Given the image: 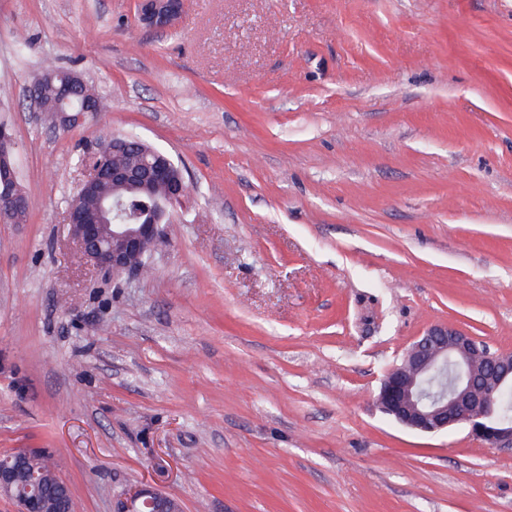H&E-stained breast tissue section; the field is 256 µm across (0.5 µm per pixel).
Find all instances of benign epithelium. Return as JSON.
I'll return each instance as SVG.
<instances>
[{"instance_id":"7a95c632","label":"benign epithelium","mask_w":512,"mask_h":512,"mask_svg":"<svg viewBox=\"0 0 512 512\" xmlns=\"http://www.w3.org/2000/svg\"><path fill=\"white\" fill-rule=\"evenodd\" d=\"M185 0H140L139 18L148 27L168 29L181 16ZM53 76H39L29 87V98L38 109H44L43 86L52 85L55 98L62 103L59 112H97L100 102L87 91L81 75L70 72L58 84ZM79 100L75 109L72 100ZM14 142L0 132V220L14 223L28 205L23 191L14 184L12 149ZM137 149L146 160L137 166H119L112 159ZM114 184L133 185L145 194L157 186L167 189L164 203L148 206L136 216L128 215L126 202L112 198L108 190ZM83 194L92 196L95 209L83 210L74 201L67 211L69 242L82 260L104 268L114 276H136L143 271L140 264L145 252L154 248L161 237L160 226L180 207L187 190L180 169L168 155L135 137L114 136L91 156L81 183ZM454 364L457 377L448 389L432 395L427 387L434 377ZM512 385V355L494 353L466 332L448 325L427 330L406 350L400 363L386 373L381 382L376 404L381 411L403 426L421 433H436L454 425H469L471 434L488 448L512 447V422L499 419L497 395ZM41 454L36 448L12 452L0 462V500L16 506V512H50L46 486L59 491L57 508L73 503L67 483L59 480L53 465L42 474L40 489L23 492L21 480L29 474L31 460ZM115 512H182L175 498L151 486L140 485L121 499Z\"/></svg>"}]
</instances>
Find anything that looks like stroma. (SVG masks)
Instances as JSON below:
<instances>
[{"label": "stroma", "instance_id": "obj_1", "mask_svg": "<svg viewBox=\"0 0 512 512\" xmlns=\"http://www.w3.org/2000/svg\"><path fill=\"white\" fill-rule=\"evenodd\" d=\"M137 4L0 0L28 200L0 453L44 451L77 512L140 483L183 512H512V450L375 404L432 326L512 354V0H187L168 30ZM46 59L100 100L76 127L26 99ZM114 135L189 190L139 277L67 240Z\"/></svg>", "mask_w": 512, "mask_h": 512}]
</instances>
